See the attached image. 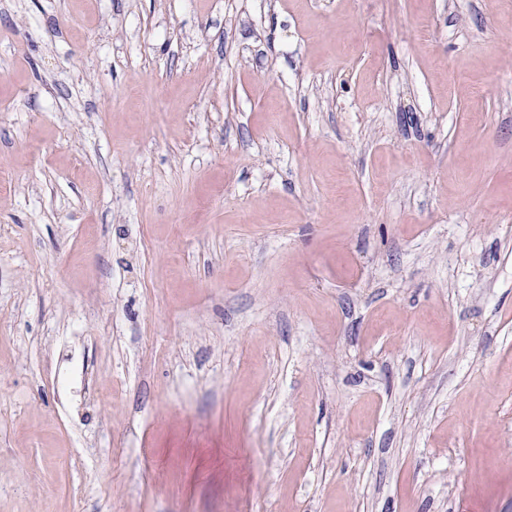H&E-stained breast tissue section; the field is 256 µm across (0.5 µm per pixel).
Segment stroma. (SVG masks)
Wrapping results in <instances>:
<instances>
[{
  "mask_svg": "<svg viewBox=\"0 0 512 512\" xmlns=\"http://www.w3.org/2000/svg\"><path fill=\"white\" fill-rule=\"evenodd\" d=\"M0 512H512V0H0Z\"/></svg>",
  "mask_w": 512,
  "mask_h": 512,
  "instance_id": "35a3bbf8",
  "label": "stroma"
}]
</instances>
